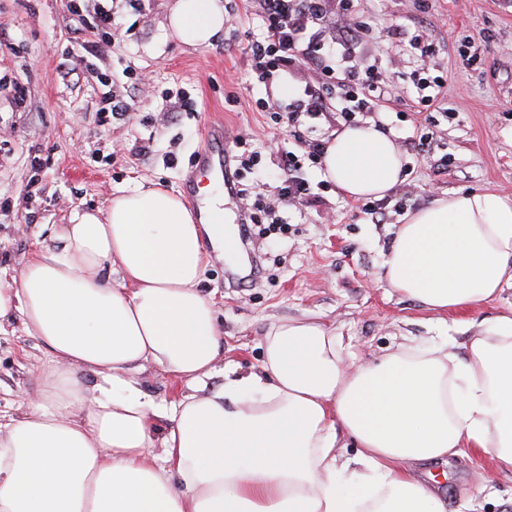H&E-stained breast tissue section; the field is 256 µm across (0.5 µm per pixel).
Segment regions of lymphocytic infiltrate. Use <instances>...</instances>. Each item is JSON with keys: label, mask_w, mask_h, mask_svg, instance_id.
<instances>
[{"label": "lymphocytic infiltrate", "mask_w": 512, "mask_h": 512, "mask_svg": "<svg viewBox=\"0 0 512 512\" xmlns=\"http://www.w3.org/2000/svg\"><path fill=\"white\" fill-rule=\"evenodd\" d=\"M263 23L262 36L250 47L252 71L257 81L269 83L287 73L297 62L313 64L315 78L299 88L294 100L271 99L267 107L278 121L295 125L302 120H319L339 107L345 124L353 125L358 115L377 111L391 90L383 72L371 69L357 76L346 64L354 45L360 40L362 27L357 17H350L347 35L334 57H327L321 39L320 24L326 14L327 0H256ZM337 88L335 103H327L322 93L325 80ZM327 143L321 139L304 141L300 152H286L278 187L276 205L251 201L245 206L246 221L258 228L259 235L269 229L284 228L279 216L282 209L316 198L310 183L301 174L302 160H322Z\"/></svg>", "instance_id": "f902f5d3"}]
</instances>
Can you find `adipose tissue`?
<instances>
[{
  "label": "adipose tissue",
  "mask_w": 512,
  "mask_h": 512,
  "mask_svg": "<svg viewBox=\"0 0 512 512\" xmlns=\"http://www.w3.org/2000/svg\"><path fill=\"white\" fill-rule=\"evenodd\" d=\"M168 29L210 44L222 0H174ZM404 163L372 123L335 133L323 156L325 179L352 198L389 193ZM57 239L0 286V320L19 314L49 358L25 411L0 427V512H446L409 463L467 448L512 471V317L462 358L451 341L426 342L352 370L335 332L281 320L257 370L207 389L221 332L199 284L208 250L232 251V224L197 223L177 194L139 184L106 210L73 209ZM383 268L434 313L492 299L512 282V198H434L406 215ZM149 363L198 392L157 404L134 377Z\"/></svg>",
  "instance_id": "ef3b65f1"
}]
</instances>
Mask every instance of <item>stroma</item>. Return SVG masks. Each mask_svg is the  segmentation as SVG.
<instances>
[{
	"label": "stroma",
	"mask_w": 512,
	"mask_h": 512,
	"mask_svg": "<svg viewBox=\"0 0 512 512\" xmlns=\"http://www.w3.org/2000/svg\"><path fill=\"white\" fill-rule=\"evenodd\" d=\"M236 16L211 45L189 47L166 38L171 0H105L112 33L93 28L96 0H0V283L22 262L54 246L56 225L76 207L105 208L118 190L137 183L182 193L207 128L223 123L230 137L248 139L252 168L234 171L240 187L273 200L282 172L269 145L285 141L267 94L288 100L309 70L297 63L289 80L266 90L251 75L250 45L261 33L254 0H223ZM366 27L352 54L355 70L389 69L393 91L370 116L396 142L428 129L437 137L405 152L404 180L380 203L388 214L373 223L363 199L326 182L307 165L318 202L285 210L286 237L255 242L251 276L224 278L226 260L209 257L202 293L217 309L222 367L245 374L261 362L260 341L279 320L313 318L342 336L354 355L374 359L387 349L447 334L465 355L469 337L497 317L512 314V284L493 300L463 313L435 315L379 279L385 255L404 215L449 191L494 189L512 198V0H357ZM427 31L432 51L411 39ZM107 84L86 78L88 64ZM442 77L444 90L428 109L418 105L417 83ZM128 103L116 115L101 111L104 91ZM47 359L20 318L0 325V422L19 417L37 391L33 372ZM143 391L172 403L189 385L155 366L136 374ZM425 482L448 502V512H512V473L498 472L484 455L462 450L447 464L429 466Z\"/></svg>",
	"instance_id": "35a3bbf8"
}]
</instances>
